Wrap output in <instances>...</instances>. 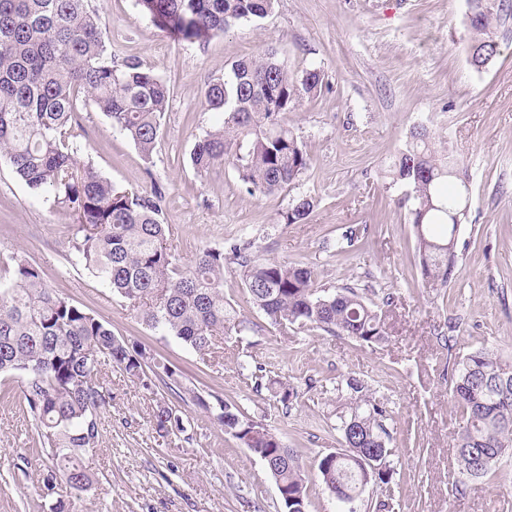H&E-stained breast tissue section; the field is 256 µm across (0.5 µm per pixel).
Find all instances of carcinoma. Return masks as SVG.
<instances>
[{
  "mask_svg": "<svg viewBox=\"0 0 512 512\" xmlns=\"http://www.w3.org/2000/svg\"><path fill=\"white\" fill-rule=\"evenodd\" d=\"M87 0H0V162L34 193L54 194L75 218L72 249L85 269L133 307L148 327L161 329L205 354L229 329L247 321L236 318L224 301V265L239 267L252 303L274 325H298L347 336L365 343L387 339L382 305L368 303L352 288L330 293L316 286L311 266L260 259L251 243L233 241L199 252L182 268L165 224L158 192L122 190L92 166L78 160L70 142L79 112L94 105L145 157L155 149L170 103V87L153 69L136 60L112 64L102 37L99 13ZM275 0H138L154 25L188 43H203L231 25L263 18ZM470 63L476 67L498 54L495 29L505 0H474ZM320 70L293 72L271 48L240 59L223 80L207 86L205 102L223 112L220 125L199 141L190 159L201 173L229 163L249 192L286 191L311 165L301 140L283 121L304 96H319ZM393 183L407 187L421 273L428 283L445 286L456 254L448 243L450 214L470 198L466 175L449 150L419 126L387 170ZM314 200H293L283 214L286 224H302ZM349 227L336 238L343 253L358 241ZM151 387L153 378L175 399L210 408L206 398L183 384L181 375L146 348L112 333L94 313L74 305L44 282L37 267L20 255L0 259V374L19 383L26 411L35 421L38 443L50 465L42 494L56 499L54 512H74L76 500L93 483L82 457L99 445V422L90 421L110 404L105 387L112 367ZM348 402L339 416L338 457L317 463L323 485L336 484V500L359 496L361 475L343 457L352 446L383 454L390 468L391 449L384 407L356 378L346 381ZM449 394L463 426L457 438V479L462 484L487 477L491 466L512 455V365L479 347L454 364ZM219 423L255 453L272 452L267 468L288 488V508L307 502L306 475L299 458L285 448L267 424L217 401ZM159 431L187 432L178 410L159 405Z\"/></svg>",
  "mask_w": 512,
  "mask_h": 512,
  "instance_id": "carcinoma-1",
  "label": "carcinoma"
}]
</instances>
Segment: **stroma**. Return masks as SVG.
<instances>
[{"label":"stroma","instance_id":"35a3bbf8","mask_svg":"<svg viewBox=\"0 0 512 512\" xmlns=\"http://www.w3.org/2000/svg\"><path fill=\"white\" fill-rule=\"evenodd\" d=\"M99 10L115 62L133 58L171 88L156 148L144 157L95 109L82 112L81 161L127 190L161 192L176 254L189 265L202 249L251 242L259 258L314 267L323 287H350L373 302L390 298L388 338L368 344L295 325L281 327L254 306L236 265L224 269V299L250 323L203 355L148 330L135 311L76 264L74 219L49 193H33L0 163V257L25 256L46 284L106 321L115 335L146 345L187 386L263 420L308 474L306 512H512V456L479 484L455 486L453 446L461 419L448 397L452 362L485 346L512 363V10L496 33L498 54L478 70L468 61L467 0H276L261 19L239 22L203 44L156 28L135 0H89ZM276 48L291 70L320 69L325 86L285 121L312 163L288 190L248 192L234 166L200 174L190 153L218 119L208 84L243 57ZM450 142L472 203L446 287L421 275L406 188L386 170L414 127ZM313 197L305 223H284L293 199ZM366 233L337 253L345 227ZM368 384L387 411L394 497L378 486L354 501L321 484L318 458L341 445L337 414L346 381ZM288 380L282 404L260 379ZM100 415V443L84 459L93 485L78 512H280L276 482L259 456L217 423L212 411L181 405L186 438L156 427L164 388H144L113 370ZM47 458L14 380L0 381V512H51L38 483Z\"/></svg>","mask_w":512,"mask_h":512}]
</instances>
